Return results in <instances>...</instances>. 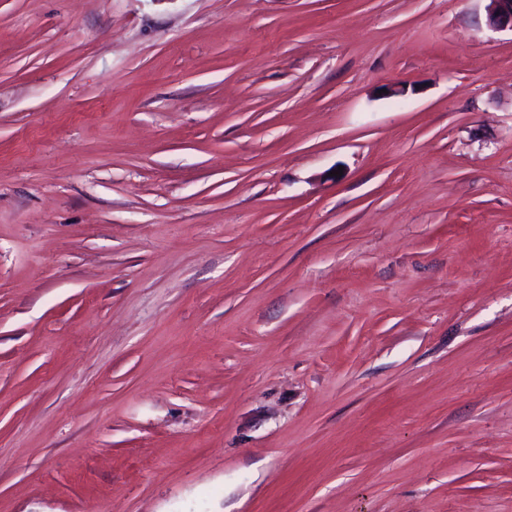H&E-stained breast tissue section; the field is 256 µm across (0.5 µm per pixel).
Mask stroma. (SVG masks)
<instances>
[{
    "instance_id": "obj_1",
    "label": "stroma",
    "mask_w": 512,
    "mask_h": 512,
    "mask_svg": "<svg viewBox=\"0 0 512 512\" xmlns=\"http://www.w3.org/2000/svg\"><path fill=\"white\" fill-rule=\"evenodd\" d=\"M486 6L0 0V512H512Z\"/></svg>"
}]
</instances>
